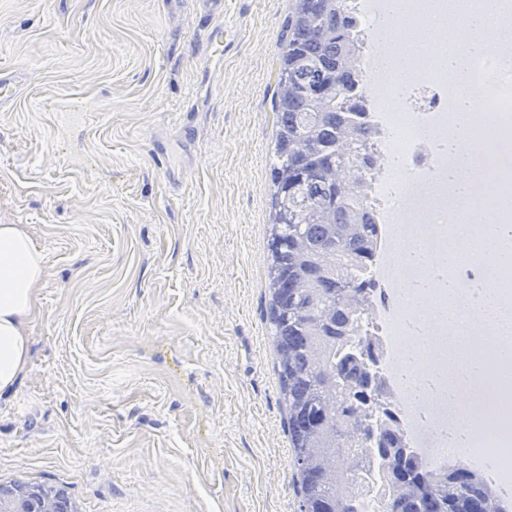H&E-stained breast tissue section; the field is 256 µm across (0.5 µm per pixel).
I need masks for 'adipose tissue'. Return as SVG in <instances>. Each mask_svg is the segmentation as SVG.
I'll list each match as a JSON object with an SVG mask.
<instances>
[{"mask_svg":"<svg viewBox=\"0 0 512 512\" xmlns=\"http://www.w3.org/2000/svg\"><path fill=\"white\" fill-rule=\"evenodd\" d=\"M47 272L42 248L17 224H0V397L15 392L29 362V326Z\"/></svg>","mask_w":512,"mask_h":512,"instance_id":"ef3b65f1","label":"adipose tissue"}]
</instances>
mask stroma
<instances>
[{
    "label": "stroma",
    "instance_id": "stroma-1",
    "mask_svg": "<svg viewBox=\"0 0 512 512\" xmlns=\"http://www.w3.org/2000/svg\"><path fill=\"white\" fill-rule=\"evenodd\" d=\"M291 6L224 0L211 62L199 0H0V224L47 261L0 482L77 512H299L264 277Z\"/></svg>",
    "mask_w": 512,
    "mask_h": 512
}]
</instances>
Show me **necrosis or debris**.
Masks as SVG:
<instances>
[{
    "label": "necrosis or debris",
    "instance_id": "4bbe7bcc",
    "mask_svg": "<svg viewBox=\"0 0 512 512\" xmlns=\"http://www.w3.org/2000/svg\"><path fill=\"white\" fill-rule=\"evenodd\" d=\"M347 4L364 33L362 106L375 144L370 200L379 247L366 336L381 384L379 410L419 460L433 469L463 465L487 488L496 512H512V336L501 337L479 315L483 284L512 315V241L479 231L512 225V0H401L409 14L441 17L458 46L473 37L467 13H490V49L468 56L457 74L388 37L389 0ZM468 99L485 104L471 120L483 137L452 156L448 132L458 102ZM460 165L472 183L465 203L448 186L449 168ZM452 241L471 256L452 271L456 292L415 287L439 273Z\"/></svg>",
    "mask_w": 512,
    "mask_h": 512
}]
</instances>
